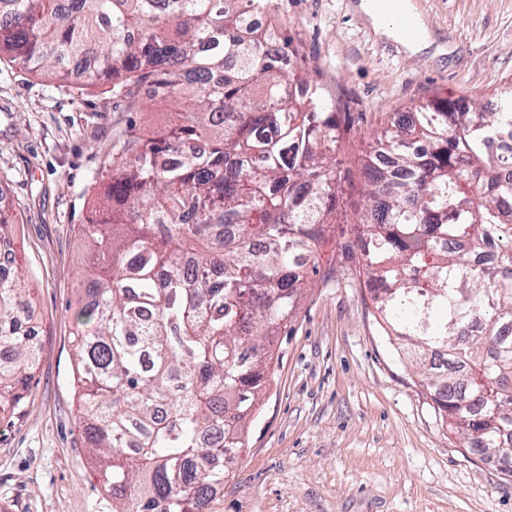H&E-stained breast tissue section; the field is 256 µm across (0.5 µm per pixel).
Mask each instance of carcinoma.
<instances>
[{"mask_svg":"<svg viewBox=\"0 0 512 512\" xmlns=\"http://www.w3.org/2000/svg\"><path fill=\"white\" fill-rule=\"evenodd\" d=\"M254 0H0V59L111 85L128 108L146 87L182 111L112 149L111 181L83 225L91 333L76 342L83 432L112 512H205L225 472L205 440L243 448L273 351L341 191L327 160L348 116L309 78L292 39L249 24ZM374 132L367 222L342 246L363 257L372 301L448 427L497 451L512 477V92L432 98ZM188 140L204 144L184 155ZM25 280L0 279V406L25 399L38 332L20 323Z\"/></svg>","mask_w":512,"mask_h":512,"instance_id":"obj_1","label":"carcinoma"}]
</instances>
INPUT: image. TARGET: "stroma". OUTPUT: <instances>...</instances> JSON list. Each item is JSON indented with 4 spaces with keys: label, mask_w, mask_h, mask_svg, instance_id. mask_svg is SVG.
<instances>
[{
    "label": "stroma",
    "mask_w": 512,
    "mask_h": 512,
    "mask_svg": "<svg viewBox=\"0 0 512 512\" xmlns=\"http://www.w3.org/2000/svg\"><path fill=\"white\" fill-rule=\"evenodd\" d=\"M359 0H262L313 79L349 113L335 229L275 359L246 446L206 512H512V479L448 430L380 327L365 277L341 259L364 212L371 135L437 95L512 89V0H416L442 52L375 34ZM168 101L129 110L105 86L59 83L0 61V205L30 292L39 360L20 407L0 413V512H112L79 421L74 339L85 307L79 249L113 144L167 125Z\"/></svg>",
    "instance_id": "stroma-1"
}]
</instances>
